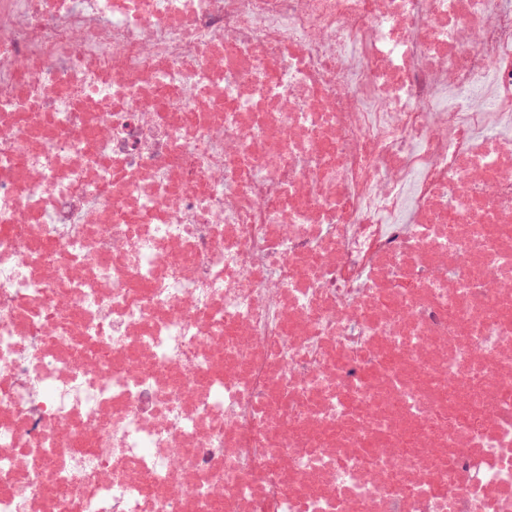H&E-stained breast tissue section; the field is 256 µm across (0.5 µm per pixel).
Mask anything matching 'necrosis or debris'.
<instances>
[{"label": "necrosis or debris", "instance_id": "obj_1", "mask_svg": "<svg viewBox=\"0 0 512 512\" xmlns=\"http://www.w3.org/2000/svg\"><path fill=\"white\" fill-rule=\"evenodd\" d=\"M0 512H512V0H0Z\"/></svg>", "mask_w": 512, "mask_h": 512}]
</instances>
